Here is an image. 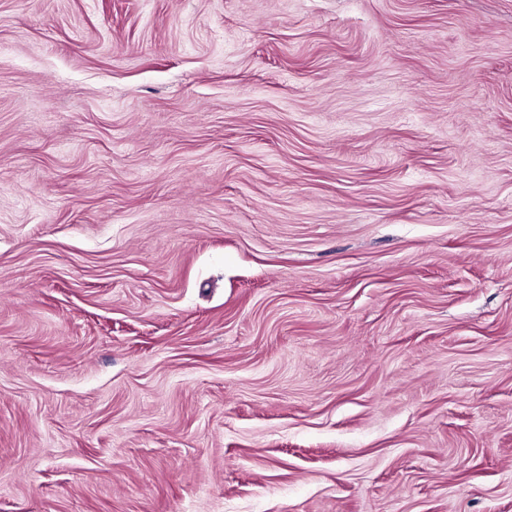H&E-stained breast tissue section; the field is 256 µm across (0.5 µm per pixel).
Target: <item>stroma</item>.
Listing matches in <instances>:
<instances>
[{
  "mask_svg": "<svg viewBox=\"0 0 512 512\" xmlns=\"http://www.w3.org/2000/svg\"><path fill=\"white\" fill-rule=\"evenodd\" d=\"M0 512H512V0H0Z\"/></svg>",
  "mask_w": 512,
  "mask_h": 512,
  "instance_id": "stroma-1",
  "label": "stroma"
}]
</instances>
